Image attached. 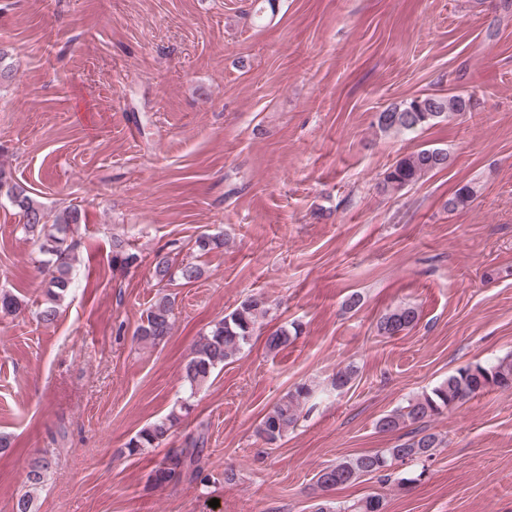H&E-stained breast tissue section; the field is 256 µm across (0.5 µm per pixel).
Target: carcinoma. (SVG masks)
<instances>
[{
	"mask_svg": "<svg viewBox=\"0 0 512 512\" xmlns=\"http://www.w3.org/2000/svg\"><path fill=\"white\" fill-rule=\"evenodd\" d=\"M471 108L470 99L463 95L442 96L425 94L414 97L379 113L377 125L383 132H413L433 126L454 112H466ZM448 151L444 148H421L396 160L385 172L381 189L399 192L417 183L426 175L448 167ZM6 190L10 202L22 213L24 230L50 242L46 253L50 258L42 264L45 275L44 300L40 319L53 322L70 286V267L77 243L68 238L70 226L78 223L80 213L73 209L57 216L52 231H46V214L41 204L31 197L23 187L11 183L0 167V191ZM476 194L470 184L458 187L448 198L445 207L453 212L468 206ZM195 245L199 252L206 254L224 247V238L203 234ZM138 260L135 253L125 249L122 243L114 244L112 266L128 269ZM156 278L171 281L178 277L191 283L201 276V270L193 264L174 265L169 256H158L154 263ZM267 302L261 296L251 295L243 299L224 319L195 342L190 358L183 368V379L191 391L206 386L214 370L231 359L248 345L254 335L260 317L267 313ZM419 321L416 307L403 305L384 314L378 322V332L393 337L412 329ZM173 329V303L169 296L160 297L149 309L146 320L136 330V338L152 346L164 341ZM300 334L299 325L281 327L266 336L268 351L277 352L288 346ZM490 388L512 389V358L505 357L492 365L480 363L460 367L455 373L432 388L428 393L412 398L405 405L381 417L377 425L385 432L424 423L438 417L450 407ZM312 397V389L299 384L280 398L259 422L257 432L269 444L280 441L295 427L300 418V407ZM186 402L173 408L161 417L140 429L126 443L128 455H136L144 448H156L170 436L183 417L189 414ZM208 444L206 428L201 426L190 435L181 448H170L156 464L149 475V481L157 487L178 486L182 483L198 484L206 481L203 460ZM441 446L435 433L418 430L407 441L383 452L362 454L341 461L321 470L317 484L323 488L345 487L363 475L377 474L387 477L395 465L425 462ZM52 466L48 454L42 452L29 462L27 482L36 486L42 482L44 473ZM343 512H383V501L372 495L343 509Z\"/></svg>",
	"mask_w": 512,
	"mask_h": 512,
	"instance_id": "obj_1",
	"label": "carcinoma"
}]
</instances>
